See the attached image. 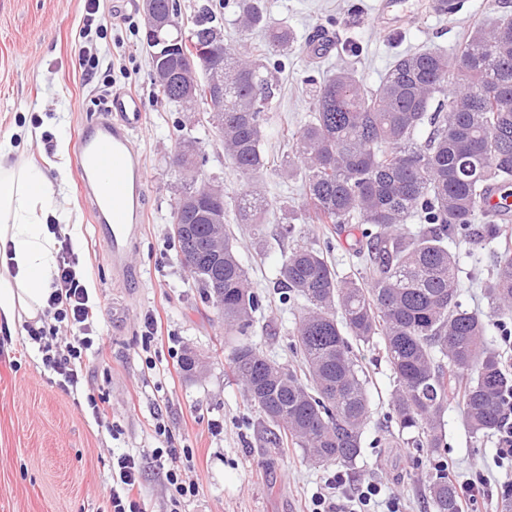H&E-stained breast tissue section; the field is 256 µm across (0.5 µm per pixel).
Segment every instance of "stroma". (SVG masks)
<instances>
[{"instance_id":"35a3bbf8","label":"stroma","mask_w":512,"mask_h":512,"mask_svg":"<svg viewBox=\"0 0 512 512\" xmlns=\"http://www.w3.org/2000/svg\"><path fill=\"white\" fill-rule=\"evenodd\" d=\"M115 2L99 0V11L91 16L86 0H0V136L12 135L19 156L36 162L49 179L65 165L69 179L55 199L77 226L63 228L62 234H77L75 270L102 309L88 331L95 347L88 350L84 376L74 388H62L44 368L26 328L0 333V512H108L113 457L146 448L189 449L191 461L181 476L197 487L196 495L173 505L164 470L147 464L140 485L146 512H307L313 494L330 491L341 499L369 479L398 497L402 512H432L428 485L442 465L453 471L456 484L483 482L474 512H512V499L499 496L512 487V465L498 464L497 435L473 437L452 404L443 415V447L409 443L391 409L392 372L372 344L353 347L370 381L371 414L346 487L332 491L326 485L336 465L310 464L297 448L276 453L265 447L259 414L228 367L233 339L185 269L172 238L175 126L200 138L207 173L223 178L227 191L239 187V176L220 142L203 136L197 113L180 111L157 96L141 45V0H132L122 12L115 11ZM378 2L267 0L271 20L288 24L298 42L319 26L338 36L322 58L301 51L289 55L280 110L267 129L271 159L282 156L280 124L297 127L308 119L312 92L305 76L351 67L373 87L397 54L419 48L452 51L471 21L500 13L499 0H467V14L455 17L431 13L428 0H410L409 15L386 30L377 21ZM89 40L110 46L117 88L137 95L146 112L144 130L133 137L145 174L140 247L133 274L121 281L112 277L81 197L74 153L57 154L59 141L74 142L109 94L101 78L87 79L79 65V51ZM263 184L272 206L262 235L247 224L235 227L240 259L265 298L250 340L293 369L300 363L290 347L294 313L276 289L289 249L298 242L329 248L341 275L354 272L360 261L345 239H333L320 224H300L294 235L281 236L289 210L304 202L303 181L270 170ZM450 249L461 258L463 306L487 313L480 283L492 273L494 245L454 243ZM151 316L158 320L159 338L146 350L141 334ZM188 348L207 359L202 377H186L178 368ZM91 394L104 398L106 422L93 417L87 405ZM159 422L167 436L156 433Z\"/></svg>"}]
</instances>
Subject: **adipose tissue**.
<instances>
[{"label": "adipose tissue", "instance_id": "ef3b65f1", "mask_svg": "<svg viewBox=\"0 0 512 512\" xmlns=\"http://www.w3.org/2000/svg\"><path fill=\"white\" fill-rule=\"evenodd\" d=\"M15 144L0 138V327L15 331L38 321L56 277L52 222L68 214L56 207L43 171L12 161Z\"/></svg>", "mask_w": 512, "mask_h": 512}]
</instances>
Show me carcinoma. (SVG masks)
<instances>
[{"label":"carcinoma","mask_w":512,"mask_h":512,"mask_svg":"<svg viewBox=\"0 0 512 512\" xmlns=\"http://www.w3.org/2000/svg\"><path fill=\"white\" fill-rule=\"evenodd\" d=\"M234 8L242 35L265 34L249 46L224 47V119L207 121L241 184L234 195L218 193L206 174V160L189 154L196 178L180 194H196L203 215L173 207L172 223L184 225L175 242L194 251V279L205 300L216 303L224 286V330L241 340L232 348V375L262 415L269 448L292 445L315 463L354 466L362 428L370 413L369 381L351 342L382 347L394 378L392 410L418 446L443 447L441 415L451 395L450 379L464 382L455 396L464 424L474 436L500 430L512 397V370L488 344V323L460 301V258L448 249L458 240L470 246L495 242L502 221L488 211L495 188L512 186V16L470 26L452 53L438 49L398 55L374 88L354 69L340 68L313 85L311 119L282 129L288 146L280 170L303 173L305 203L288 211L293 223L358 225L355 252L364 271L340 276L325 249L295 244L280 269L282 302L298 312L292 349L303 375L288 382L272 377L267 356L243 340L262 307L242 265L230 229L251 224L261 233L272 202L261 189L270 160L265 129L280 107L284 60L300 48L293 31L271 21L265 0L200 5L171 58L178 81L157 85L172 100L206 98L205 64L191 48L215 39L224 28L223 10ZM195 95L184 96L186 88ZM425 142L416 140L423 125ZM417 231H402L408 217ZM224 226V254L210 249L214 227ZM489 309L501 325L512 319V249L495 254V272L482 283ZM434 512H458L456 488L439 469L429 484Z\"/></svg>","instance_id":"1"}]
</instances>
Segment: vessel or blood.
<instances>
[{"mask_svg":"<svg viewBox=\"0 0 512 512\" xmlns=\"http://www.w3.org/2000/svg\"><path fill=\"white\" fill-rule=\"evenodd\" d=\"M107 116L82 126L75 141L80 192L88 203L95 232L107 250L114 276L133 267L141 233L137 186L143 171L131 138L145 127V113L133 93L118 91L106 101Z\"/></svg>","mask_w":512,"mask_h":512,"instance_id":"obj_1","label":"vessel or blood"}]
</instances>
